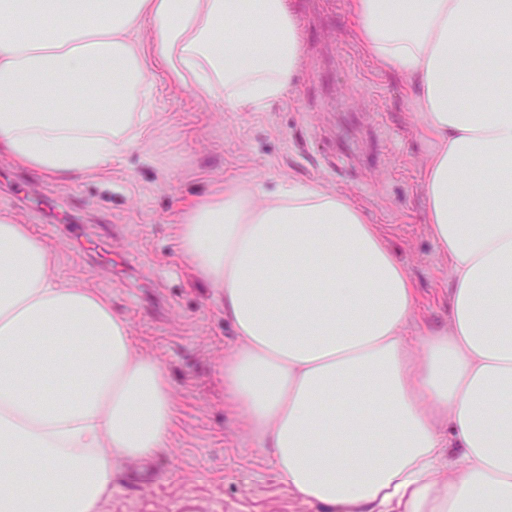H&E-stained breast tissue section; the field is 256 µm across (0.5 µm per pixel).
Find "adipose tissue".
Returning <instances> with one entry per match:
<instances>
[{"label": "adipose tissue", "instance_id": "obj_1", "mask_svg": "<svg viewBox=\"0 0 512 512\" xmlns=\"http://www.w3.org/2000/svg\"><path fill=\"white\" fill-rule=\"evenodd\" d=\"M350 8L433 143L422 186L451 263L448 325L409 337L412 282L344 197L225 184L179 220L184 262L240 340L218 367L224 401L281 481L332 512H512V0ZM44 14L63 34L19 35L15 20ZM239 21L247 32L227 44ZM154 59L229 108L277 101L300 64L290 0H0V93L29 98L0 103V155L69 179L138 148ZM56 83L96 87L105 106L50 111L40 99ZM51 264L0 214V512H99L120 463L171 437L161 364L132 353L109 300Z\"/></svg>", "mask_w": 512, "mask_h": 512}]
</instances>
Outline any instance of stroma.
<instances>
[{
	"label": "stroma",
	"mask_w": 512,
	"mask_h": 512,
	"mask_svg": "<svg viewBox=\"0 0 512 512\" xmlns=\"http://www.w3.org/2000/svg\"><path fill=\"white\" fill-rule=\"evenodd\" d=\"M301 63L284 96L238 112L152 63L155 118L137 150L60 181L0 155V212L30 227L51 273L108 299L136 352L174 390L168 448L126 461L100 512H326L277 478L224 403L217 367L237 346L210 288L184 263L178 216L230 179L345 194L377 224L416 288L411 332L448 325L450 263L430 236L421 184L432 145L404 78L379 70L349 0H292Z\"/></svg>",
	"instance_id": "stroma-1"
}]
</instances>
